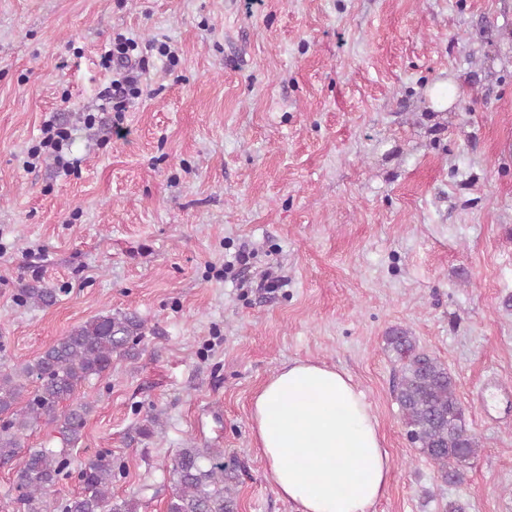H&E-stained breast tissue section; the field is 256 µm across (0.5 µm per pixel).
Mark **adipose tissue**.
Instances as JSON below:
<instances>
[{"label":"adipose tissue","instance_id":"1","mask_svg":"<svg viewBox=\"0 0 512 512\" xmlns=\"http://www.w3.org/2000/svg\"><path fill=\"white\" fill-rule=\"evenodd\" d=\"M251 421L292 512H375L393 463L350 376L311 361L285 364L256 393Z\"/></svg>","mask_w":512,"mask_h":512}]
</instances>
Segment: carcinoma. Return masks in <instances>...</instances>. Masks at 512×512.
Masks as SVG:
<instances>
[{
    "label": "carcinoma",
    "mask_w": 512,
    "mask_h": 512,
    "mask_svg": "<svg viewBox=\"0 0 512 512\" xmlns=\"http://www.w3.org/2000/svg\"><path fill=\"white\" fill-rule=\"evenodd\" d=\"M18 300L38 307L56 303L53 288L30 286L19 290ZM145 336L136 315H99L73 328L34 359L0 369V462L22 456L17 470L20 512H50L49 488L71 471L64 451L25 448L30 430L52 425L67 447L79 443L93 402L78 401L61 409L78 385L99 379L112 369V354L133 357ZM399 363L395 400L402 413L407 440L432 461L441 477L452 483L463 479V467L477 455L479 442L466 429L456 395L455 381L437 358L418 345L403 328L385 336ZM171 477L167 512H237L228 482L236 469L224 464V451L188 445L166 464ZM82 491L59 502L55 512H137L134 498L112 497L114 466L100 453L80 466Z\"/></svg>",
    "instance_id": "obj_1"
}]
</instances>
